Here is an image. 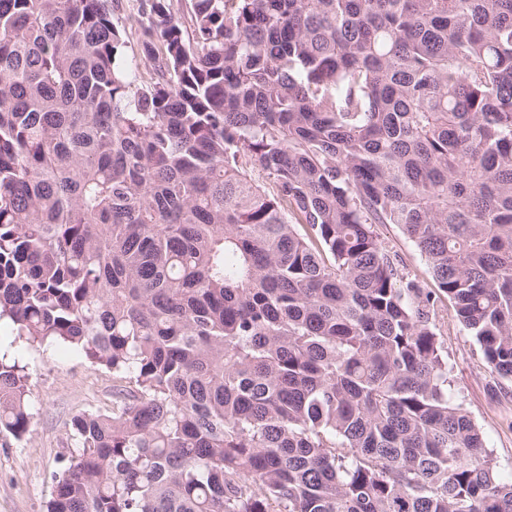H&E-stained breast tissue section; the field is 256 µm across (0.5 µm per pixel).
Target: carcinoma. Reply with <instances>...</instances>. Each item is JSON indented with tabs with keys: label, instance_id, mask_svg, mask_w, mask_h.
<instances>
[{
	"label": "carcinoma",
	"instance_id": "carcinoma-1",
	"mask_svg": "<svg viewBox=\"0 0 512 512\" xmlns=\"http://www.w3.org/2000/svg\"><path fill=\"white\" fill-rule=\"evenodd\" d=\"M140 13L147 83L111 0H0V320L113 379L47 512H512L435 322L508 394L512 0ZM378 232L383 246L409 279L416 280L423 288L436 287L425 258L395 224H378Z\"/></svg>",
	"mask_w": 512,
	"mask_h": 512
}]
</instances>
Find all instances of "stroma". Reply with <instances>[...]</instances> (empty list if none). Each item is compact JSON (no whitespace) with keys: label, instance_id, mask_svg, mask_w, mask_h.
<instances>
[{"label":"stroma","instance_id":"1","mask_svg":"<svg viewBox=\"0 0 512 512\" xmlns=\"http://www.w3.org/2000/svg\"><path fill=\"white\" fill-rule=\"evenodd\" d=\"M113 16L125 27L126 56L139 80L152 70L141 55L136 32L139 0H112ZM380 239L399 268L422 287L434 281L418 248L396 225L378 227ZM436 324L448 353L450 399L478 425L505 480H512V401L492 400L493 375L482 348L458 321L453 307L440 303ZM0 357L23 366L34 418L28 435L16 440L0 433V512H45L53 491L52 474L71 450L70 421L82 412L112 407L111 371L89 364L81 353L58 344H29L9 321L0 322Z\"/></svg>","mask_w":512,"mask_h":512}]
</instances>
